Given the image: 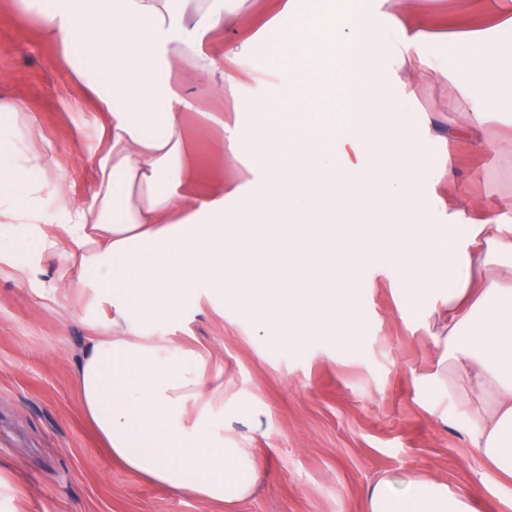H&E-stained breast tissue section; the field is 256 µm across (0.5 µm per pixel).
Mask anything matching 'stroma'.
<instances>
[{
	"mask_svg": "<svg viewBox=\"0 0 512 512\" xmlns=\"http://www.w3.org/2000/svg\"><path fill=\"white\" fill-rule=\"evenodd\" d=\"M432 23L430 52L448 67L449 35L462 26L497 25L491 0H407ZM303 20L284 19L273 41L253 47L257 67L275 70L289 56L300 27L324 13L371 9L375 0H301ZM343 51L322 70L308 67L302 90L321 89L337 113L347 112ZM20 101L28 115L18 132L45 147L49 183L89 200L93 162L102 150L104 116L73 74L61 49L41 35L36 15L20 0H0V103ZM415 106V148L430 172L448 160L436 182L425 221L444 223L447 208L466 197L476 209L512 204V93L500 113L467 138L447 140L448 122L462 103L449 82L422 81ZM229 97H201L186 114L204 168L219 169L220 131L200 133L207 112H228ZM492 149H484V141ZM359 305L365 343L350 350L333 342L299 349L258 332L248 315L206 287L196 288L178 314L148 325L153 341L185 346L224 368V392L250 401L259 427L225 418V433L247 436L264 476L249 498L233 506L204 503L146 481L111 461L81 418L75 362L89 323L105 324L109 306L92 291L59 285L52 259L31 251L25 269L0 253V512H366L365 490L382 476L442 477L468 493L475 512H512V479L476 457L471 446L474 401L462 389L442 392L421 382L442 354L432 297L406 301L388 269L367 268Z\"/></svg>",
	"mask_w": 512,
	"mask_h": 512,
	"instance_id": "stroma-1",
	"label": "stroma"
}]
</instances>
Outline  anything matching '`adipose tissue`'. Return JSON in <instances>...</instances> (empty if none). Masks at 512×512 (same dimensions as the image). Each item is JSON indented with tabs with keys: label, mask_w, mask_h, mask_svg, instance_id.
<instances>
[{
	"label": "adipose tissue",
	"mask_w": 512,
	"mask_h": 512,
	"mask_svg": "<svg viewBox=\"0 0 512 512\" xmlns=\"http://www.w3.org/2000/svg\"><path fill=\"white\" fill-rule=\"evenodd\" d=\"M39 6L46 39L79 46L73 68L107 114L106 146L98 156L89 203L75 204L48 187L44 151L29 137L0 133V213L33 205L51 188L68 213L64 236L32 240L0 229V245L25 260L33 246L48 252L61 282L92 288L112 309L108 335L92 333L76 364L79 408L109 456L126 469L207 502L232 504L261 480L256 449L224 434V370L203 355L154 344L134 325L171 319L201 285L224 297L276 339L300 347L332 341L363 345L358 295L370 266L390 267L410 298L429 296L443 279L451 286L437 310L443 322L446 371L425 382L447 389L457 373L479 398L472 439L482 461L512 477V288L498 271L479 276L482 263L512 272V213L497 207L471 212L458 205L447 230L421 221L422 167L414 150L413 94L399 73L451 80L463 109L452 137L481 127L497 111L503 78L512 71V19L485 43L474 28L450 44L448 69L428 50L423 20L402 0H378V12L352 10L340 24L318 23L294 46V58L323 57L342 46L350 80L349 112L323 109L317 92L300 88L292 61L277 71L253 70L255 42L271 39L280 16L297 17L299 0H279V13L217 57L207 38L236 23V0H21ZM252 72L264 93L241 95ZM205 93H230L238 112L258 113L249 125L206 116L224 134L230 164L261 172L264 191L224 219L232 181L202 180L183 132L196 102L184 83ZM345 224L330 235L325 216ZM491 403H484L486 392ZM367 512H473L464 493L441 478L382 477L366 493Z\"/></svg>",
	"instance_id": "adipose-tissue-1"
}]
</instances>
